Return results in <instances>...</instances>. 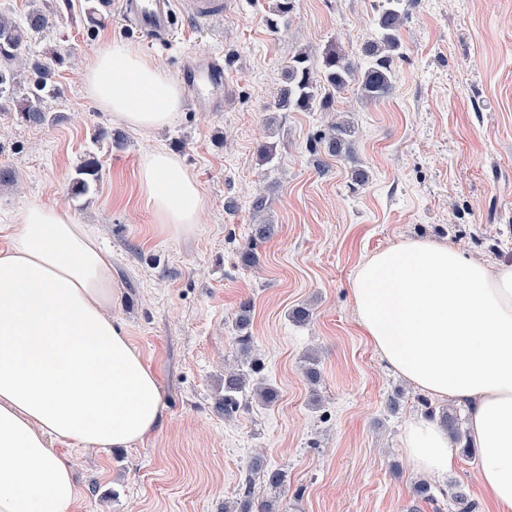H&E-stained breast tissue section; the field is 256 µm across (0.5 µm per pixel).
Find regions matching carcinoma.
<instances>
[{
	"mask_svg": "<svg viewBox=\"0 0 512 512\" xmlns=\"http://www.w3.org/2000/svg\"><path fill=\"white\" fill-rule=\"evenodd\" d=\"M54 5L43 3L28 10L23 17L15 19L0 13V112L4 104L14 106L19 118L32 126H49L58 121L44 106L45 94L56 95L60 88L54 80L55 67L63 64V58L55 55L44 63L24 56L30 40L44 33L61 15L55 4L71 6V0H52ZM296 0H271L264 22L272 33L279 32L293 13ZM417 0H378L374 18L375 38L365 43L358 55H353L332 42L316 57L308 52H298L288 59L286 85L280 90L275 106L279 109L300 112H328L333 109L337 95L349 87L354 88L358 98L375 103L391 96L395 90V68L404 58L399 31L411 14ZM28 66L37 74L34 90L17 96L16 87L22 66ZM354 127L347 121L328 126V130L310 142V150L329 156L343 157L351 153ZM102 178V165L95 157L85 159L76 169L69 187L70 195L79 198L97 189ZM251 302L242 303L235 327L240 336L237 343L241 351L250 352L252 336L245 333L250 325ZM263 364L254 358L231 367L224 375V416L230 417L241 405L240 394L252 387L253 395L264 404L275 402L277 392L262 381L255 382L251 376L261 373ZM421 412L430 420H437L447 430L455 443L461 445L460 452L466 457L475 454L462 430L457 410L437 407L428 399H421ZM266 485L279 488L285 482V474L279 469H264L260 462ZM246 488L239 499L224 505V512H271L270 505L257 504L251 495V480H245Z\"/></svg>",
	"mask_w": 512,
	"mask_h": 512,
	"instance_id": "obj_1",
	"label": "carcinoma"
}]
</instances>
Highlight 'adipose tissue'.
<instances>
[{
  "instance_id": "ef3b65f1",
  "label": "adipose tissue",
  "mask_w": 512,
  "mask_h": 512,
  "mask_svg": "<svg viewBox=\"0 0 512 512\" xmlns=\"http://www.w3.org/2000/svg\"><path fill=\"white\" fill-rule=\"evenodd\" d=\"M83 82L142 132L168 127L184 105L179 83L122 42L100 48ZM137 179L156 223L181 232L200 222L204 196L180 157L145 150ZM0 236V512H74L72 465L51 441L130 446L158 426L162 392L109 313L110 255L66 207L29 198ZM352 291L365 336L394 373L468 404L483 492L496 512H512V264L410 239L360 263ZM401 446L425 477L453 465L447 432L428 420L406 422Z\"/></svg>"
}]
</instances>
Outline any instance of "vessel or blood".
<instances>
[{
    "instance_id": "vessel-or-blood-1",
    "label": "vessel or blood",
    "mask_w": 512,
    "mask_h": 512,
    "mask_svg": "<svg viewBox=\"0 0 512 512\" xmlns=\"http://www.w3.org/2000/svg\"><path fill=\"white\" fill-rule=\"evenodd\" d=\"M124 25L166 48L188 24H202L223 15L224 0H118ZM181 78L195 108L201 112L224 109V67L213 52L185 55Z\"/></svg>"
}]
</instances>
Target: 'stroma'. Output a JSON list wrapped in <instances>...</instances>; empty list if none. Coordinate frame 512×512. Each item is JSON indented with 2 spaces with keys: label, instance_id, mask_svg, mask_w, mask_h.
<instances>
[{
  "label": "stroma",
  "instance_id": "obj_1",
  "mask_svg": "<svg viewBox=\"0 0 512 512\" xmlns=\"http://www.w3.org/2000/svg\"><path fill=\"white\" fill-rule=\"evenodd\" d=\"M374 0H296L284 34L268 31V0H224L223 16L159 49L116 12L72 0L30 53L68 57L46 98L59 120L33 128L0 112V225L26 200L69 209L112 255V308L155 375L165 410L154 433L104 451L56 444L75 475V512H224L251 476L255 501L275 512H457L449 491L486 512L478 460L457 456L435 498H414L421 476L400 447L421 413V390L380 360L353 312L355 268L408 239L449 244L495 265L512 263V0H418L400 31L406 56L391 97L361 102L345 91L335 112H289L275 100L297 50L319 55L330 41L357 52L374 35ZM120 40L177 78L185 53L219 51L228 77L224 109L185 105L166 129L137 132L102 109L81 79L108 40ZM344 113L352 154L327 157L310 140ZM121 134L123 148L98 139ZM271 147L265 161L259 150ZM159 147L180 157L205 198L199 224L162 230L142 202L137 168ZM102 164L96 191L67 196L88 157ZM369 178L357 184L353 168ZM265 190L276 235L253 236L251 202ZM253 248L254 268L240 253ZM252 309L249 332L262 375L278 397L224 416V367L243 361L235 320ZM307 305L304 323L291 317ZM321 373L310 384L309 358ZM283 469L270 489L254 460Z\"/></svg>",
  "mask_w": 512,
  "mask_h": 512
}]
</instances>
